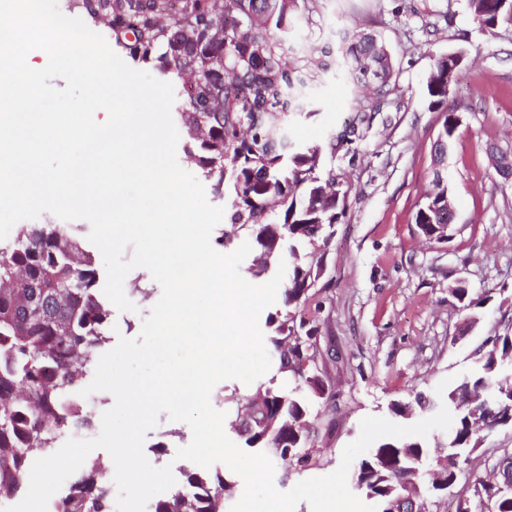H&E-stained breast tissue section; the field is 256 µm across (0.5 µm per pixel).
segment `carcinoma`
<instances>
[{
    "label": "carcinoma",
    "mask_w": 512,
    "mask_h": 512,
    "mask_svg": "<svg viewBox=\"0 0 512 512\" xmlns=\"http://www.w3.org/2000/svg\"><path fill=\"white\" fill-rule=\"evenodd\" d=\"M294 0H82L95 23L112 31V39L135 62L151 65L188 91L189 107L179 113L195 133V159L216 190L231 195L224 212V248L246 235L267 269L269 261L288 252L284 310L270 316L272 344L279 352L280 372L290 390L268 386L256 392L245 409L250 418L243 434L250 448H265L267 420L288 417V435L313 417L302 386L321 397L326 391L316 374L315 329L297 319V310L324 274V253L307 251L316 241L328 245L346 211L348 189L334 177L315 176L321 146L294 148L285 118L305 84L276 60L288 32ZM478 25L492 30L512 22V5L503 0H468ZM352 80L367 81L372 67L376 94L386 93L394 68L378 40L359 34L341 51ZM432 105L444 107L434 153L457 128L456 107L448 104V60L436 58L427 81ZM432 197L417 210L415 224L431 238L440 223ZM280 208L276 220L268 211ZM91 254L62 224H25L12 244L0 246V499L20 488L29 460L49 455L60 437L92 427V418L76 399L107 344L110 311L99 288ZM59 295L54 317L38 305L49 293ZM475 370L448 393L465 388L469 406L454 409L453 425L436 446L448 458L467 457L483 442L480 425L512 427V323L487 337L474 351ZM430 447L418 440L382 442L358 463L353 490L382 512L391 489L409 494L416 471ZM504 472L477 476L472 493L458 497L455 512H512V452H504ZM188 490L156 502L154 512H224L225 476L186 474ZM53 512H112V489L91 465L55 502Z\"/></svg>",
    "instance_id": "cac0c4a2"
}]
</instances>
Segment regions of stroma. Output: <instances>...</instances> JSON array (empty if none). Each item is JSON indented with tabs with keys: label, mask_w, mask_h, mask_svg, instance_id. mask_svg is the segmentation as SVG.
Returning <instances> with one entry per match:
<instances>
[{
	"label": "stroma",
	"mask_w": 512,
	"mask_h": 512,
	"mask_svg": "<svg viewBox=\"0 0 512 512\" xmlns=\"http://www.w3.org/2000/svg\"><path fill=\"white\" fill-rule=\"evenodd\" d=\"M289 20L281 61L325 55L330 63L291 114L289 139L323 145L316 176H336L349 192L324 274L302 308L317 329L326 386L314 401L311 462L299 470L274 460L282 492L333 472L365 416L402 425L433 416L473 370L472 350L498 329V306L512 297V179L497 174L489 152L493 145L512 152V22L481 29L467 0H295ZM359 31L374 34L392 57L384 98L353 91L340 73L341 49ZM454 51L465 58L448 101L461 123L436 165L441 112L431 105L427 77L434 57ZM352 124V142L329 149L330 139ZM438 175L456 210L441 243L426 240L414 222ZM460 285L483 307L462 310L452 294ZM124 289L136 309L113 312L112 347L119 337L139 336L161 296L140 268L127 275ZM283 382L274 366L255 384L227 379L214 387L211 403L231 420L259 385ZM396 404L410 405V414H395ZM191 439L187 424L163 416L148 432L144 453L153 466H171L181 485L197 469L176 457Z\"/></svg>",
	"instance_id": "stroma-1"
}]
</instances>
